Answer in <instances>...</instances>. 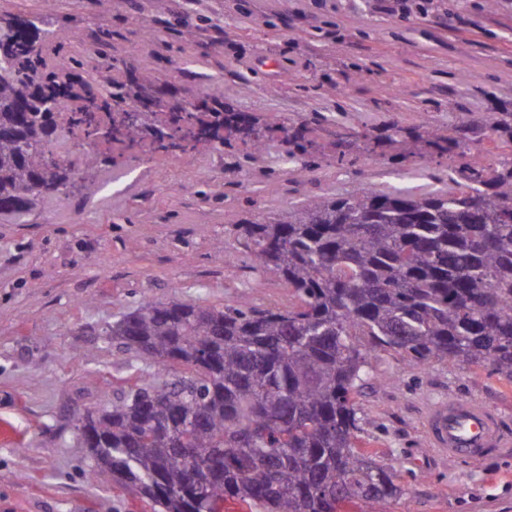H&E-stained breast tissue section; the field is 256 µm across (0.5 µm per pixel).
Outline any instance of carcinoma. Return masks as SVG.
I'll use <instances>...</instances> for the list:
<instances>
[{
  "mask_svg": "<svg viewBox=\"0 0 512 512\" xmlns=\"http://www.w3.org/2000/svg\"><path fill=\"white\" fill-rule=\"evenodd\" d=\"M54 31L38 21L0 42V223L53 204L61 194L95 195L112 155L67 148L53 135L68 96L60 71L42 64ZM136 91L112 83L126 113ZM240 113L193 106L163 121L116 126L131 148L148 137L167 151L201 141L224 145ZM491 128L512 143V112ZM286 157L304 163L300 130L280 127ZM455 187L416 194L363 188L320 197L241 232L260 270L292 289L297 303L257 309L145 300L104 330L112 344L155 371L103 407L78 410L76 425L98 438L87 449L95 481L136 490L159 512H224L235 499L259 512H370L403 495L395 474L357 446L354 393L378 350L416 365L446 359L512 380V153L494 172L481 161L450 174ZM175 365L185 371L170 375Z\"/></svg>",
  "mask_w": 512,
  "mask_h": 512,
  "instance_id": "obj_1",
  "label": "carcinoma"
}]
</instances>
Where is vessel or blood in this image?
<instances>
[{
  "mask_svg": "<svg viewBox=\"0 0 512 512\" xmlns=\"http://www.w3.org/2000/svg\"><path fill=\"white\" fill-rule=\"evenodd\" d=\"M432 448L441 455L481 462L490 449L512 452V431L501 415L479 398L452 396L429 407L423 419Z\"/></svg>",
  "mask_w": 512,
  "mask_h": 512,
  "instance_id": "obj_1",
  "label": "vessel or blood"
}]
</instances>
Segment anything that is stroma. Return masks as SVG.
<instances>
[{"label": "stroma", "mask_w": 512, "mask_h": 512, "mask_svg": "<svg viewBox=\"0 0 512 512\" xmlns=\"http://www.w3.org/2000/svg\"><path fill=\"white\" fill-rule=\"evenodd\" d=\"M0 0V21H48L62 55L84 61L64 109L105 99L150 67L145 92L167 108L211 96L263 118L266 148L199 145L124 153L94 196L61 195L22 224H0V512H153L88 480L76 410L114 400L150 370L105 328L143 300L294 303L257 267L239 224L274 221L317 197L363 188L444 190L452 169L494 165L506 139L488 119L512 109V0ZM108 38L112 68L79 40ZM303 129L305 165L284 163L279 125ZM457 139L443 155L432 134ZM355 147L338 160L337 137ZM233 265H225V254ZM355 402L358 444L404 489L385 512H512V454L438 456L427 407L477 397L512 430V383L451 361L416 367L377 352Z\"/></svg>", "instance_id": "obj_1"}]
</instances>
